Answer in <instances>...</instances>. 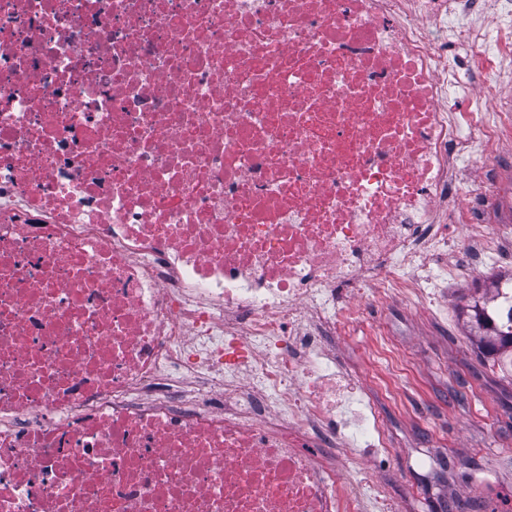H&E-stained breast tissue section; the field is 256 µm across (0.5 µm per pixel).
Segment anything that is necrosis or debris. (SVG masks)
Returning a JSON list of instances; mask_svg holds the SVG:
<instances>
[{"label":"necrosis or debris","instance_id":"obj_1","mask_svg":"<svg viewBox=\"0 0 512 512\" xmlns=\"http://www.w3.org/2000/svg\"><path fill=\"white\" fill-rule=\"evenodd\" d=\"M480 6L0 0V512H401L326 340L512 244Z\"/></svg>","mask_w":512,"mask_h":512}]
</instances>
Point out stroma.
I'll return each instance as SVG.
<instances>
[{
	"label": "stroma",
	"instance_id": "stroma-1",
	"mask_svg": "<svg viewBox=\"0 0 512 512\" xmlns=\"http://www.w3.org/2000/svg\"><path fill=\"white\" fill-rule=\"evenodd\" d=\"M509 275L512 248L488 270L439 289L432 303L366 308L350 336L330 346L373 391L391 370L372 362L371 347L385 336L404 354L402 392L383 410L391 446L366 470L413 496L418 512H443L449 501L465 512H512V376L480 353L466 315L480 290Z\"/></svg>",
	"mask_w": 512,
	"mask_h": 512
}]
</instances>
